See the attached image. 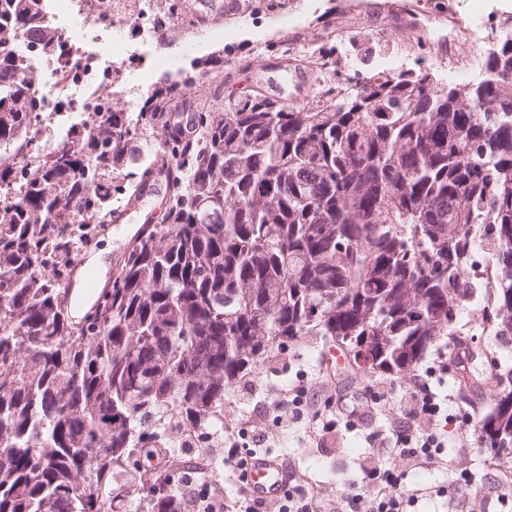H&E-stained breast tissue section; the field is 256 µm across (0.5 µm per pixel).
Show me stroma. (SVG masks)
<instances>
[{
    "label": "stroma",
    "mask_w": 512,
    "mask_h": 512,
    "mask_svg": "<svg viewBox=\"0 0 512 512\" xmlns=\"http://www.w3.org/2000/svg\"><path fill=\"white\" fill-rule=\"evenodd\" d=\"M282 1L261 0L264 14L254 21L225 16L211 21L192 43L175 37L173 22L164 14L154 19L157 32L147 41L138 24H122L129 81H136L147 65L154 68L155 89L193 74V85L175 109L179 116L194 111L196 103L212 102L218 89L235 97L259 91L295 107L329 83L379 73L422 71L445 84L475 83L484 75L481 57L498 38L496 26L512 15V0H411L418 12L437 21L409 44L399 18L389 12L396 0H286L285 19L279 16ZM295 28L311 49L335 61V74L324 77L309 70L301 57L286 55ZM471 284L475 297L456 315L466 333L464 348H457L454 337H441L410 375L352 369L340 349L318 336L290 343L273 357L270 368L257 369L228 391L224 428L211 435L207 447L176 430L163 433V446L182 464L180 484L205 483L212 495L235 497L238 479L224 469V440L234 432L250 449L278 458L291 485L313 493L325 507L359 493L358 508L366 512L371 488L364 465L404 426L400 394L425 376L452 395L443 429L448 446L418 470L392 459V466L403 472L404 488L419 493L411 512H512V455L492 456L480 430L497 393L512 389V335H498L483 325L484 281L475 276ZM462 351L473 356L475 379L465 393L455 373ZM486 351L495 353L497 368L483 359ZM285 398L297 400V407L280 411L277 404ZM466 473L472 485H462Z\"/></svg>",
    "instance_id": "stroma-1"
}]
</instances>
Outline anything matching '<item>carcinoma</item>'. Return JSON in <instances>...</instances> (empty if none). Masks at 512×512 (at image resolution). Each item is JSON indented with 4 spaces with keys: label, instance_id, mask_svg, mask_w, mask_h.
<instances>
[{
    "label": "carcinoma",
    "instance_id": "carcinoma-1",
    "mask_svg": "<svg viewBox=\"0 0 512 512\" xmlns=\"http://www.w3.org/2000/svg\"><path fill=\"white\" fill-rule=\"evenodd\" d=\"M42 0H0V512H109L127 469L147 512H180L176 467L139 459L175 426L198 442L224 427V393L306 334L354 339L373 371L413 372L459 336L476 238L489 236L483 322L512 333V40L484 81L424 72L329 87L291 110L260 94L160 120L193 79L155 90L135 119L112 103L51 149L18 35L45 55L68 44ZM153 135L174 165L164 223L144 224L79 323L70 267L89 219L151 169ZM125 184L116 186V174ZM494 454L512 455V390Z\"/></svg>",
    "mask_w": 512,
    "mask_h": 512
}]
</instances>
